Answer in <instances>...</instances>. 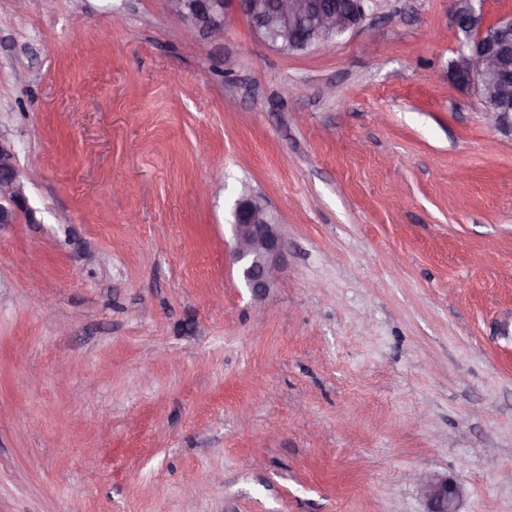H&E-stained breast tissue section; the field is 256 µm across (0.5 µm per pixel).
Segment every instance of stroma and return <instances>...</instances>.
I'll use <instances>...</instances> for the list:
<instances>
[{
  "instance_id": "obj_1",
  "label": "stroma",
  "mask_w": 512,
  "mask_h": 512,
  "mask_svg": "<svg viewBox=\"0 0 512 512\" xmlns=\"http://www.w3.org/2000/svg\"><path fill=\"white\" fill-rule=\"evenodd\" d=\"M184 29L0 0V512H426L419 472L512 512V137L448 78L451 0L288 55ZM245 192L288 241L259 301ZM24 209L27 210L15 151L0 140V224L15 223ZM232 216L233 261L245 287L260 300L280 277L287 242L278 219L256 194H244Z\"/></svg>"
}]
</instances>
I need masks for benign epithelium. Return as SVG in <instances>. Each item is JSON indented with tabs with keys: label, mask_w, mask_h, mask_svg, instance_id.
I'll return each mask as SVG.
<instances>
[{
	"label": "benign epithelium",
	"mask_w": 512,
	"mask_h": 512,
	"mask_svg": "<svg viewBox=\"0 0 512 512\" xmlns=\"http://www.w3.org/2000/svg\"><path fill=\"white\" fill-rule=\"evenodd\" d=\"M453 22L458 38L456 64L467 74L466 88L491 99L485 119L499 133L512 132V85L504 68L512 48V16L483 24V0H452ZM169 10L185 23L190 36H219L229 8L245 16L263 42L279 50L300 41L306 30H321L338 36L366 19L333 0H167ZM26 209L23 183L14 149L0 141V224H13ZM231 231L233 261L245 287L260 300L273 288L283 270L287 242L281 224L264 198L245 194L233 211ZM418 484L427 512H457L461 491L448 477L425 474Z\"/></svg>",
	"instance_id": "obj_1"
}]
</instances>
